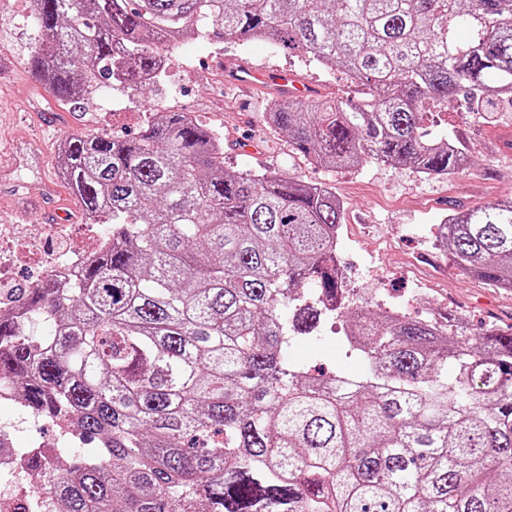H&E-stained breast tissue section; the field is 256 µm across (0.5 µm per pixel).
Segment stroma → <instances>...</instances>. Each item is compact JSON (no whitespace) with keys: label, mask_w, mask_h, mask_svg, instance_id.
I'll list each match as a JSON object with an SVG mask.
<instances>
[{"label":"stroma","mask_w":512,"mask_h":512,"mask_svg":"<svg viewBox=\"0 0 512 512\" xmlns=\"http://www.w3.org/2000/svg\"><path fill=\"white\" fill-rule=\"evenodd\" d=\"M30 0H10L0 8V196L37 197L57 184L56 149L69 134L100 130L133 133L148 112H190L225 140H247L253 153L227 151L231 171L271 168L332 188L344 204L337 252L352 289L353 306L378 309V289L397 295L414 288L418 295L407 313L428 319L453 316L469 329L484 324L512 326V292L464 274L447 251L433 249L424 236L449 210L471 209L512 194V102L495 111L470 112L463 102L449 104L431 128L433 134H460L469 162L451 177L424 176L410 168L370 162L356 168L314 167L295 155L286 135L263 120L268 91H245L223 81L217 61L248 62L264 69L295 72L320 96H342L347 83L341 69H326L307 58L288 55L263 43L198 41L174 49L167 75L148 97L123 89L125 108L112 109V90L87 100L81 111L57 105L49 89L26 64L32 41ZM325 321L322 339L297 338L288 355L323 373L344 370L363 375V363L344 338ZM0 421L22 443L47 441L50 427L33 424L23 403H0Z\"/></svg>","instance_id":"obj_1"}]
</instances>
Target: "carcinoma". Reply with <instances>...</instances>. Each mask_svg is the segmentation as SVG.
<instances>
[{
  "mask_svg": "<svg viewBox=\"0 0 512 512\" xmlns=\"http://www.w3.org/2000/svg\"><path fill=\"white\" fill-rule=\"evenodd\" d=\"M31 22L28 65L74 112L90 90L161 83L189 41L342 69L346 96L278 93L264 112L317 167L451 176L466 148L426 122L453 98L512 99V0H32ZM62 178L112 244L73 286L27 291L23 319L0 315V384L78 419L51 512H512V332L351 308L331 189L227 171L189 112L67 136ZM442 246L512 289V197L448 215ZM329 297L361 377L288 358Z\"/></svg>",
  "mask_w": 512,
  "mask_h": 512,
  "instance_id": "obj_1",
  "label": "carcinoma"
}]
</instances>
